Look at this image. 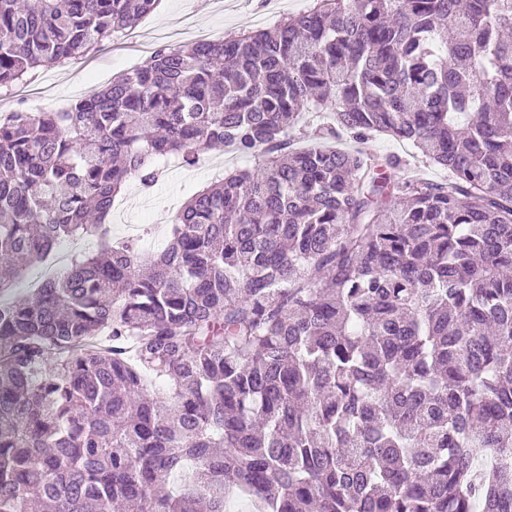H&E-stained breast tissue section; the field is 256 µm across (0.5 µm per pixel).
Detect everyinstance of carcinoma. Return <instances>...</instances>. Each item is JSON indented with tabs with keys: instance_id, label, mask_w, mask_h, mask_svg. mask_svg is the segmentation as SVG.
<instances>
[{
	"instance_id": "1",
	"label": "carcinoma",
	"mask_w": 512,
	"mask_h": 512,
	"mask_svg": "<svg viewBox=\"0 0 512 512\" xmlns=\"http://www.w3.org/2000/svg\"><path fill=\"white\" fill-rule=\"evenodd\" d=\"M157 2L0 0V89ZM508 31L512 0H316L1 112L0 512H512ZM213 145L258 162L148 261L112 241L126 184ZM67 238L97 250L13 293Z\"/></svg>"
}]
</instances>
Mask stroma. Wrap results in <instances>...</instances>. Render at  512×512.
Listing matches in <instances>:
<instances>
[{
    "instance_id": "obj_1",
    "label": "stroma",
    "mask_w": 512,
    "mask_h": 512,
    "mask_svg": "<svg viewBox=\"0 0 512 512\" xmlns=\"http://www.w3.org/2000/svg\"><path fill=\"white\" fill-rule=\"evenodd\" d=\"M312 4L313 0H161L132 31L91 55L37 70L27 86L1 90L0 100L14 110H62L77 97L93 96L115 76L142 66L148 59L142 45L177 47L203 36L222 38L262 30ZM254 164V159L214 149L193 168L168 167L151 189L130 183L123 193L125 206L110 218L113 239L130 242L143 257H150L165 246L175 215L188 199L226 171Z\"/></svg>"
}]
</instances>
